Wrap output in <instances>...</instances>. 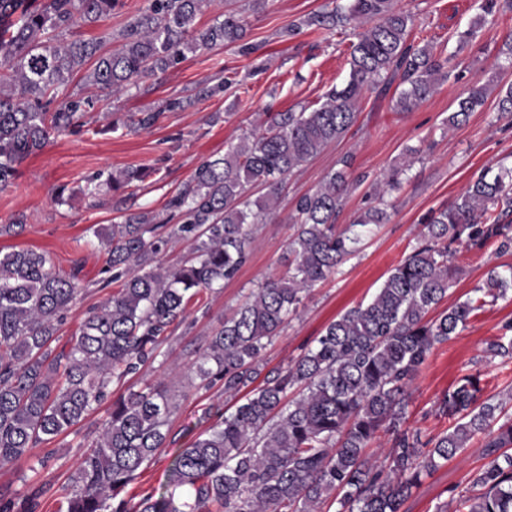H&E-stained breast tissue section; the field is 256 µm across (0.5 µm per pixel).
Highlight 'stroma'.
<instances>
[{
    "label": "stroma",
    "mask_w": 512,
    "mask_h": 512,
    "mask_svg": "<svg viewBox=\"0 0 512 512\" xmlns=\"http://www.w3.org/2000/svg\"><path fill=\"white\" fill-rule=\"evenodd\" d=\"M330 3L268 0L262 12H245L247 40L253 44V52L244 53L235 46L190 52L166 74L139 81L117 100L97 102L82 117L85 132L56 139L30 156L14 184L0 191V225L12 223L19 214L26 217L21 233L0 234V255L26 248L44 250L50 252L57 272L79 274L83 291L67 313L61 339L75 333L86 310L106 296L98 283L107 252L88 246L87 241L92 225L120 221L121 214L113 210L109 192L70 206L54 202L56 188L85 185L101 171L149 167L153 176L140 188L129 189L126 207L131 212L143 207L163 212L167 199L202 160L223 156L243 133L259 128L269 113L314 108L330 86L345 83L351 33H287L293 22ZM479 4L480 0H400L401 7L414 14L416 29L452 55L455 69L448 83L419 109L406 114L395 112L390 99L365 95L346 135L289 176L277 211L259 227L247 264L223 290L204 294L200 303L191 305L186 320L163 343L156 361L129 381V389L135 391L161 381L183 393L172 417L169 445L144 469L137 480L139 486L167 489L169 470L179 450L234 407V399L225 396L222 384L197 389L189 386L185 373L225 316L265 279L287 273L288 247L296 231L295 203L313 192L343 156L353 154V173L367 175L368 180L350 187L337 218L341 226L352 223L370 206L373 180L398 165L407 148L419 151L400 189L387 197L389 222L379 225L337 273L312 289L280 336L263 352L265 370L297 359L330 322L368 301L410 253L429 211L449 205L472 179L487 170L512 165V119L498 116L494 99H487L465 124L449 130L443 127L444 118L456 107L457 96L470 85L492 79L512 83V64L499 54L512 33V15L478 24ZM473 24L478 27L475 39L460 44L459 32ZM227 75L236 79L233 88L205 96V88ZM173 96L190 97L191 103L178 112L162 111V103ZM150 110L160 113L150 130L132 133L122 126L104 135L95 132L106 122L124 123L132 114ZM497 246L493 240L479 251L459 249L452 263L460 272L445 305L473 296L491 267L512 265V254H499ZM508 322H512V296L487 303L465 330L436 346L408 400L407 422L422 438L448 429L450 421L440 413L439 404L464 376L479 375L486 397L512 386V359L492 358L486 353L488 342L502 337V327ZM106 415V408H99L69 433L33 449L26 468H0V495L20 496L30 485H40L45 490L43 512H55L70 474ZM484 463L480 443L471 442L426 477L401 512H440L454 494L465 489L470 473Z\"/></svg>",
    "instance_id": "stroma-1"
}]
</instances>
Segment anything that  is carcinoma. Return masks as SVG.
Masks as SVG:
<instances>
[{
	"label": "carcinoma",
	"mask_w": 512,
	"mask_h": 512,
	"mask_svg": "<svg viewBox=\"0 0 512 512\" xmlns=\"http://www.w3.org/2000/svg\"><path fill=\"white\" fill-rule=\"evenodd\" d=\"M122 0H0V190L19 167L58 136L82 127L89 98L68 97L71 78L107 97L178 65L185 52L244 43L246 29L231 0H151L117 34L73 35L96 27ZM219 17L204 29L206 10ZM480 21L512 12V0H481ZM414 16L397 0H336L288 27L319 34L353 31L348 79L329 88L319 106L276 112L241 136L224 156L200 162L166 203L167 217L129 213L117 224L94 225L108 258L103 286L117 291L90 308L77 332L58 347L64 313L80 288L74 274L53 269L48 252L22 249L0 256V467L20 469L30 452L83 422L112 386L153 362L171 328L203 293L224 287L246 264L257 225L276 208L288 176L341 139L367 93L396 86L393 109L413 112L448 82L451 58L435 44L411 38ZM496 93L497 112L512 117V83L473 84L443 124L458 127ZM158 112L130 117L129 131L152 128ZM313 192L296 202L297 230L289 243L288 275L267 278L208 337L193 362V379L220 381L235 394L261 373V355L280 335L312 288L336 272L374 227L389 220L384 196L406 171L395 167L374 183L379 205L337 229L350 183L352 156L340 159ZM145 167L116 171L56 201L118 193L144 183ZM262 194L252 197L250 190ZM192 255L164 267L158 257L180 240ZM495 239L512 253V167L484 173L447 207L431 212L413 251L372 300L331 322L315 345L284 369L265 376L246 401L176 455L173 491L127 495L166 447L177 394L153 385L112 399L98 435L70 476L59 512H401L422 478L471 441H483L489 462L471 473L456 512H512V389L479 400L467 375L441 401L454 422L422 441L404 426L408 391L436 345L464 329L488 302L512 293V266L491 268L474 296L433 319L458 268L449 259L463 245L480 250ZM389 444L384 463L368 454ZM43 489L21 499L0 496V512H37Z\"/></svg>",
	"instance_id": "1"
}]
</instances>
